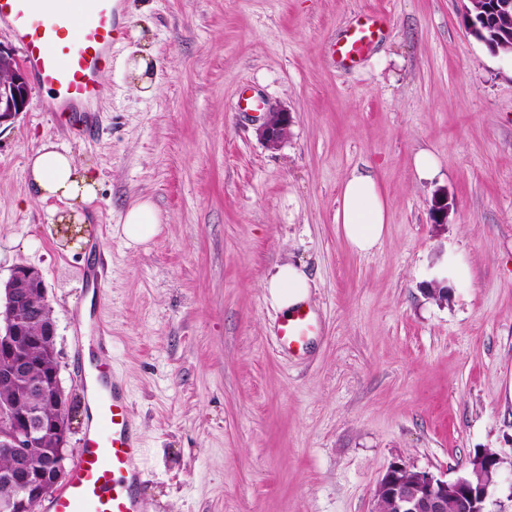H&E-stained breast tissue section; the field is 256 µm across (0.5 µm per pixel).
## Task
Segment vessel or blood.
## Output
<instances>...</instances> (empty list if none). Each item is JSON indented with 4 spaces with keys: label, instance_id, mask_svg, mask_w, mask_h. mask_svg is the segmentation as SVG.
I'll return each instance as SVG.
<instances>
[{
    "label": "vessel or blood",
    "instance_id": "b4317fda",
    "mask_svg": "<svg viewBox=\"0 0 512 512\" xmlns=\"http://www.w3.org/2000/svg\"><path fill=\"white\" fill-rule=\"evenodd\" d=\"M3 21L21 43L35 83L53 90L52 111L87 122L104 93L100 75L112 62V46L124 35L116 0H90L78 14L62 0H0ZM380 21L375 13L358 19L335 43L337 61L358 63L377 39ZM314 329L311 311L299 308L281 320L279 345L292 354L304 351ZM84 379L91 422L68 480L43 500L39 512H142V448L125 387L100 361Z\"/></svg>",
    "mask_w": 512,
    "mask_h": 512
}]
</instances>
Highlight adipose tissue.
I'll list each match as a JSON object with an SVG mask.
<instances>
[{
    "instance_id": "1",
    "label": "adipose tissue",
    "mask_w": 512,
    "mask_h": 512,
    "mask_svg": "<svg viewBox=\"0 0 512 512\" xmlns=\"http://www.w3.org/2000/svg\"><path fill=\"white\" fill-rule=\"evenodd\" d=\"M29 185L43 202L56 201L54 222L59 228L85 224V206L97 197L99 178L80 165L68 151L46 142L28 159ZM388 221V202L373 175L356 171L343 184L336 222L343 236L356 252L366 254L383 240ZM162 231V218L155 206L143 200L125 214L118 229L127 245L151 241ZM273 306L288 314L296 307L308 305L312 281L302 265L286 262L275 265L263 281Z\"/></svg>"
}]
</instances>
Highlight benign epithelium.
Returning <instances> with one entry per match:
<instances>
[{
	"mask_svg": "<svg viewBox=\"0 0 512 512\" xmlns=\"http://www.w3.org/2000/svg\"><path fill=\"white\" fill-rule=\"evenodd\" d=\"M466 2L463 14L469 21L470 34H476V26L471 24L475 15L484 19L483 11L487 10L491 12V25L496 30L497 40L503 43L512 36V0H493L490 7L483 5L485 0ZM28 102L29 90L24 73L17 66L14 54L0 46V126L15 119ZM290 122V113L286 110L265 109V118L258 130L259 138L267 148H277L286 136ZM34 295L43 298L47 295L42 273L31 266H16L5 282L4 302L0 304V382L22 385L31 365L20 350L34 336L45 337L51 355L57 356L55 323L45 317L43 309L28 305V300ZM24 394L33 402L50 398L57 403L58 410L55 417L48 419L36 410L20 417L0 406V446L11 458L9 477L21 491L20 497L1 501L0 512H37L39 503L51 486L65 477L64 460H58L53 474L49 475L34 463L30 453L45 433L52 436L53 447L67 445L71 423L59 371H51L42 381L25 386ZM503 464L504 459L500 456L492 460L471 459L470 468L485 467L491 472L489 481L474 487L467 471L448 479L395 463L378 485V491L388 505V509L379 512H445L444 503L450 498L455 500L457 512H490L488 507Z\"/></svg>",
	"mask_w": 512,
	"mask_h": 512,
	"instance_id": "1",
	"label": "benign epithelium"
}]
</instances>
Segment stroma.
I'll return each instance as SVG.
<instances>
[{
	"label": "stroma",
	"instance_id": "stroma-1",
	"mask_svg": "<svg viewBox=\"0 0 512 512\" xmlns=\"http://www.w3.org/2000/svg\"><path fill=\"white\" fill-rule=\"evenodd\" d=\"M94 134L31 86L0 126V282L41 270L71 399L67 457L87 423L74 353L94 336L126 387L143 444V512H373L402 462L455 477L478 453L512 456V59L463 26L460 0H119ZM364 11L383 34L355 67L333 56ZM150 52L138 94L125 52ZM287 110L270 150L241 89ZM100 178L88 241L63 244L27 159L44 142ZM437 174L419 179L415 157ZM368 168L387 232L354 252L339 191ZM448 221L433 223L434 198ZM149 199L162 232L132 249L115 229ZM455 254L468 277L438 293ZM304 265L318 332L288 355L262 283ZM97 268L100 288L87 281Z\"/></svg>",
	"mask_w": 512,
	"mask_h": 512
}]
</instances>
